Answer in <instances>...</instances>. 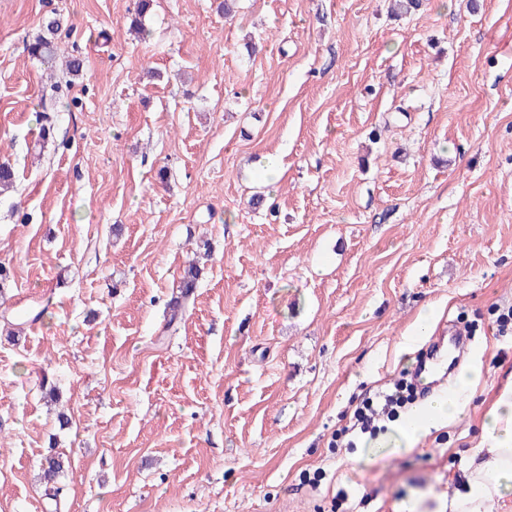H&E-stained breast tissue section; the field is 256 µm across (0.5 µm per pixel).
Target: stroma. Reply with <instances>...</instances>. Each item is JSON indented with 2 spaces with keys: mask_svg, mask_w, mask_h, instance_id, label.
Wrapping results in <instances>:
<instances>
[{
  "mask_svg": "<svg viewBox=\"0 0 512 512\" xmlns=\"http://www.w3.org/2000/svg\"><path fill=\"white\" fill-rule=\"evenodd\" d=\"M220 2L154 0L138 38L136 0H0V303L54 298L0 333V512H449L512 382V0ZM52 17L71 36L43 63ZM427 308L469 329L476 394L347 447ZM62 25L59 21H50L46 26L47 33L39 36L28 45V52L31 56L40 60H48L58 50V38ZM200 276V268L196 261H189L183 268V272L180 278L181 288V300L176 297V300L170 302L167 308V324L169 327L176 326L183 319L184 313V300H187L193 293V289L196 287V283ZM460 410L456 391L437 394L427 405L418 410L417 414L423 420L421 424L415 425L411 420L408 421V425L413 430L412 437H418L438 423L455 419Z\"/></svg>",
  "mask_w": 512,
  "mask_h": 512,
  "instance_id": "obj_1",
  "label": "stroma"
}]
</instances>
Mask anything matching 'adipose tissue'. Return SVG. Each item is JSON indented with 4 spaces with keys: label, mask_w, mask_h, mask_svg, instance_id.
Masks as SVG:
<instances>
[{
    "label": "adipose tissue",
    "mask_w": 512,
    "mask_h": 512,
    "mask_svg": "<svg viewBox=\"0 0 512 512\" xmlns=\"http://www.w3.org/2000/svg\"><path fill=\"white\" fill-rule=\"evenodd\" d=\"M482 434L489 455L469 474L465 491L456 493L455 512H488L490 503L512 491V385L488 411Z\"/></svg>",
    "instance_id": "adipose-tissue-1"
}]
</instances>
